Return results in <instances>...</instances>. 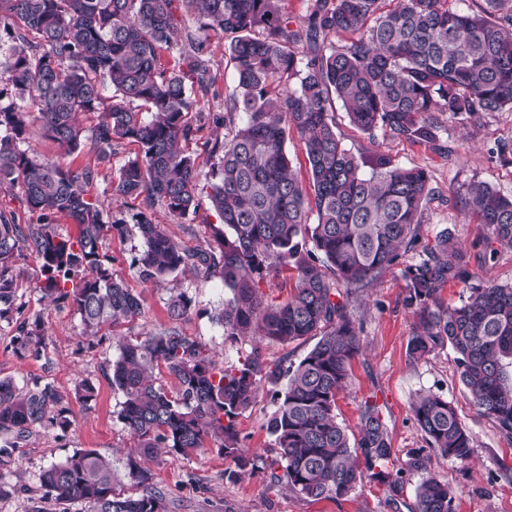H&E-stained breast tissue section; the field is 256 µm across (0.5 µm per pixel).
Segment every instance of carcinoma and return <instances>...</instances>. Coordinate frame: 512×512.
I'll list each match as a JSON object with an SVG mask.
<instances>
[{
	"instance_id": "obj_1",
	"label": "carcinoma",
	"mask_w": 512,
	"mask_h": 512,
	"mask_svg": "<svg viewBox=\"0 0 512 512\" xmlns=\"http://www.w3.org/2000/svg\"><path fill=\"white\" fill-rule=\"evenodd\" d=\"M281 0H0V28L11 38L0 50V82L18 100L0 103V187L19 188L33 224L0 213V321L15 322L16 352L39 358L47 350L43 322L17 303L16 262L31 250L40 261L42 294L79 315L85 334L116 327L141 315L140 296L113 277L103 253L108 234L136 233L144 247L133 265L143 283L160 284L177 272L218 277L230 295L212 320L225 339L258 336L269 342L318 337L297 363L267 362L255 348L237 365L215 370L205 347L183 333L184 294L167 302L170 326L119 345L109 378L123 395L119 418L137 440L126 475L144 494L115 489L112 460L81 449L39 476L47 503L83 502L89 512H166L164 494L142 460L159 451L187 455L206 444L234 463L231 481L256 470L241 444L238 419L263 384L276 410L266 424L278 458L270 471L307 498L349 496L365 480L382 487L389 503L401 496L408 472L423 474L412 512H456L457 492L431 473L425 449L410 452L406 467L389 466L393 448L375 402L359 407L358 436L350 438L336 417V397L352 361L362 352L363 326L350 310L352 293L369 287L398 264L401 250L418 244V226L431 195L422 169L399 166L377 152L359 160L340 142L332 100L365 133L377 129L412 142L436 144L448 112L462 122L512 112V0H480L460 10L454 0H307L301 22ZM183 6L198 30L224 33L235 86L224 115L227 129L215 140L209 181L186 149L197 129L189 119L198 98L209 93L207 38L181 25ZM357 38L338 49L328 38ZM307 51L300 54L296 46ZM31 102L43 134L63 155L89 150L112 163L124 142L139 152L122 161L111 182L112 197L138 208L109 210L92 196L98 175L59 159L20 149L28 134L25 102ZM93 115L85 127L80 116ZM303 141L310 190L292 169L290 132ZM206 194L209 207L229 232L216 233L208 251L181 248L153 222L161 206L190 219ZM465 215L487 228L472 244L494 254L492 244L512 245V197L485 182L460 196ZM315 222L308 223V215ZM68 218L72 237L57 231ZM293 273L291 295L265 303L261 284ZM84 273L80 286L66 285ZM405 305L415 318L409 357L419 361L450 345L459 379L476 410L512 438V285L476 283L468 250L448 229L403 270ZM462 285L460 303H441L439 290ZM164 370L178 384L171 394L158 383ZM413 417L429 446L460 464L473 457V437L448 399L421 394ZM70 411L55 385L39 379L20 388L0 379V432L15 441L0 448V468L16 461L18 442L37 428L67 429Z\"/></svg>"
}]
</instances>
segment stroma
Returning a JSON list of instances; mask_svg holds the SVG:
<instances>
[{"instance_id":"1","label":"stroma","mask_w":512,"mask_h":512,"mask_svg":"<svg viewBox=\"0 0 512 512\" xmlns=\"http://www.w3.org/2000/svg\"><path fill=\"white\" fill-rule=\"evenodd\" d=\"M207 46L214 93L198 103L199 130L189 145L204 173L211 169L209 150L220 134L212 117L223 112L224 101L234 87L223 34L210 33ZM335 115L342 145L356 156L383 151L401 166L428 173L432 193L419 227L420 245L432 244L445 228L467 245L485 235V226L470 222L457 203L471 182L489 183L512 197V164L495 152L498 140H512V112H496L466 125L446 116L448 132L440 150L391 138L379 130L371 135L364 133L349 122L344 109H337ZM152 218L176 243L190 250L208 249L219 229L214 212L206 206L191 220L175 217L160 206L154 209ZM142 248L141 239L135 235L109 237L104 248L113 259L114 276L124 279L142 300V314L123 327L125 336L140 337L168 327L166 302L171 293L177 292L190 301L180 329L206 346L216 368L237 364L256 347L271 363L299 362L313 347L310 339L285 344L259 343L251 336L235 342L226 340L223 329L212 320L228 295L221 280L177 273L160 285L143 283L133 267ZM417 258V251L404 253L397 268L352 299L351 311L364 326V350L353 360L347 385L336 398L337 419L349 434H356L359 405L364 398L374 397L394 451L391 463L399 467L410 451L427 445L411 412L413 401L429 391L442 395L452 402L461 423L473 434L474 456L470 464L462 465L432 454L433 472L456 488L458 512H512V439L500 432L493 419L478 414L472 406L459 381L454 351L444 346L419 362L408 355L414 317L404 304L407 282L402 269ZM17 273L18 301L28 314L41 316L50 343L41 360L17 356L11 346L15 327L1 321L0 377H11L21 386L35 379L53 383L70 410L71 425L64 432L39 430L17 448L16 464L0 470V481L14 488L13 493L0 496V512H30L32 503L27 492L38 487L43 467L63 462L80 448H92L111 458L120 475L117 488L121 493L142 494V487L124 475L125 455L134 440L118 418L123 396L108 379L110 365L119 354L117 340L109 335H84L81 321L71 308L42 300L35 253L25 252L17 262ZM83 381L96 389L95 400L88 403L76 394ZM275 409L271 387L265 384L253 406L239 419L244 447L264 458L270 457L274 448L266 422ZM228 466V460L213 451L186 456L169 453L150 464L155 485L166 495L168 512H410L422 479L421 474H407L404 504L397 510L388 503L382 488L369 482L344 499L313 500L285 486L271 485L259 474L228 481L224 476Z\"/></svg>"}]
</instances>
